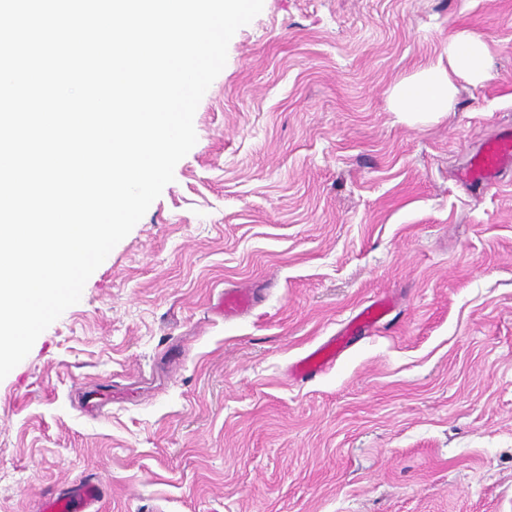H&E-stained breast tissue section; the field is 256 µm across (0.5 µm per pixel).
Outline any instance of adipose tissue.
Masks as SVG:
<instances>
[{
    "mask_svg": "<svg viewBox=\"0 0 512 512\" xmlns=\"http://www.w3.org/2000/svg\"><path fill=\"white\" fill-rule=\"evenodd\" d=\"M489 47L474 32L461 30L448 40L443 54L398 83L391 92L393 111L409 121L452 111L459 81L491 80Z\"/></svg>",
    "mask_w": 512,
    "mask_h": 512,
    "instance_id": "ef3b65f1",
    "label": "adipose tissue"
}]
</instances>
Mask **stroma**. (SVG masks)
I'll return each instance as SVG.
<instances>
[{
  "label": "stroma",
  "instance_id": "35a3bbf8",
  "mask_svg": "<svg viewBox=\"0 0 512 512\" xmlns=\"http://www.w3.org/2000/svg\"><path fill=\"white\" fill-rule=\"evenodd\" d=\"M461 29L493 79L407 123L392 89ZM194 128L0 380V512L85 481L102 512H512V171L461 176L512 130V0H264ZM251 302L252 298L249 291L246 289L234 292H225L219 303L220 313L223 314L224 312V317L228 318L231 315H235L248 309ZM341 348L342 342L339 339H333L319 347L297 364L296 377L304 380L324 371L335 360L336 354Z\"/></svg>",
  "mask_w": 512,
  "mask_h": 512
}]
</instances>
